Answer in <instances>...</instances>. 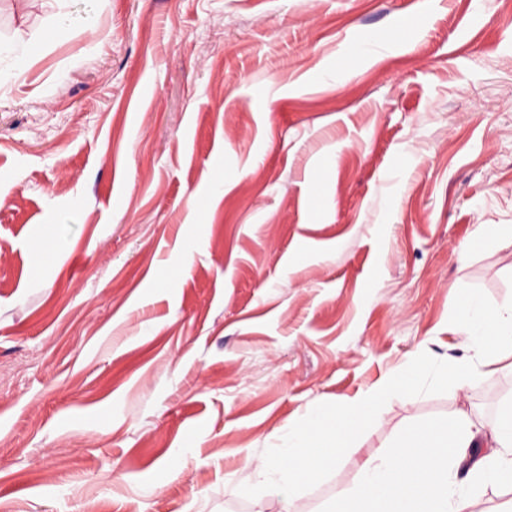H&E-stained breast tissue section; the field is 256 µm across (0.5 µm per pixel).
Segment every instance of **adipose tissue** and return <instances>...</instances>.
<instances>
[{
	"label": "adipose tissue",
	"mask_w": 512,
	"mask_h": 512,
	"mask_svg": "<svg viewBox=\"0 0 512 512\" xmlns=\"http://www.w3.org/2000/svg\"><path fill=\"white\" fill-rule=\"evenodd\" d=\"M462 356L431 366L410 356L400 370L367 391L329 409L306 413L283 435L278 452L256 462L276 512H298V491L335 469L342 452L371 423L379 404L426 377L459 386L495 374L512 358V301L487 304L468 295L455 317ZM466 469L483 484L512 491V402H504L489 430L462 411L405 426L393 446L367 460L356 484L337 493L326 512H460L450 469Z\"/></svg>",
	"instance_id": "obj_1"
}]
</instances>
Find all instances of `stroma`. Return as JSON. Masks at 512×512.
I'll return each mask as SVG.
<instances>
[{
	"mask_svg": "<svg viewBox=\"0 0 512 512\" xmlns=\"http://www.w3.org/2000/svg\"><path fill=\"white\" fill-rule=\"evenodd\" d=\"M407 12L410 42L367 44ZM21 56L0 512H274L239 490L289 424L461 355L466 291L512 300L506 0H0V71ZM509 399L508 372L392 396L299 512L404 425Z\"/></svg>",
	"mask_w": 512,
	"mask_h": 512,
	"instance_id": "obj_1",
	"label": "stroma"
}]
</instances>
